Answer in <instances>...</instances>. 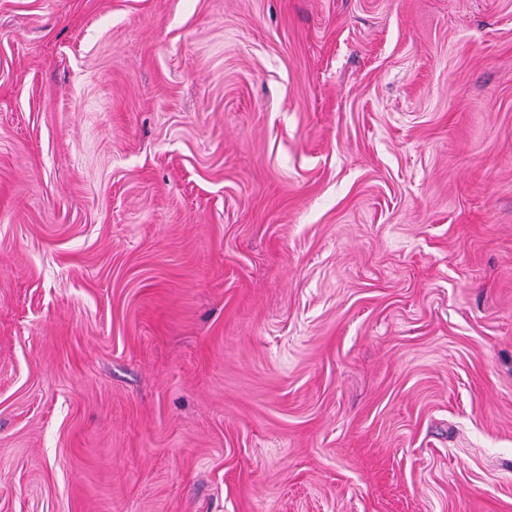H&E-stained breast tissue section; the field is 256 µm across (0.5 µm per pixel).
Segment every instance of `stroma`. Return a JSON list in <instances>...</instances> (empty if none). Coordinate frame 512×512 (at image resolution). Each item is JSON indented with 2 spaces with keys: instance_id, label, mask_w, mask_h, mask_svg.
Returning <instances> with one entry per match:
<instances>
[{
  "instance_id": "35a3bbf8",
  "label": "stroma",
  "mask_w": 512,
  "mask_h": 512,
  "mask_svg": "<svg viewBox=\"0 0 512 512\" xmlns=\"http://www.w3.org/2000/svg\"><path fill=\"white\" fill-rule=\"evenodd\" d=\"M0 512H512V0H0Z\"/></svg>"
}]
</instances>
